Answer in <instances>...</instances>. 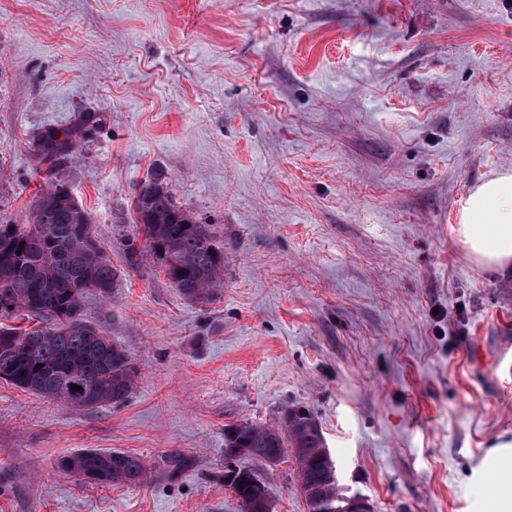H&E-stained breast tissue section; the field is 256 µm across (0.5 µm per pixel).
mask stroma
<instances>
[{
	"mask_svg": "<svg viewBox=\"0 0 512 512\" xmlns=\"http://www.w3.org/2000/svg\"><path fill=\"white\" fill-rule=\"evenodd\" d=\"M100 124L62 181L119 271L90 296L137 369L70 410L0 381V512H240L224 428L313 413L342 495L374 512H481L471 470L512 440V272L456 214L512 168V0H0V219L44 185L32 145ZM164 173L224 239V288L182 298L129 267L133 191ZM139 456L140 485L59 471ZM176 452L193 466L164 473ZM255 468L305 512L293 458ZM58 468L84 483L109 486L141 484L148 472L143 459L112 449L84 448L63 457Z\"/></svg>",
	"mask_w": 512,
	"mask_h": 512,
	"instance_id": "35a3bbf8",
	"label": "stroma"
}]
</instances>
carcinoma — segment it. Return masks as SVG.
I'll return each mask as SVG.
<instances>
[{
    "mask_svg": "<svg viewBox=\"0 0 512 512\" xmlns=\"http://www.w3.org/2000/svg\"><path fill=\"white\" fill-rule=\"evenodd\" d=\"M93 114L73 126L48 129L34 140V159L45 185L32 200L27 223L0 221V380L29 393L82 410L118 406L130 397L136 367L129 352L85 318L88 296L107 302L118 288V272L92 234V219L58 175L76 144L95 128ZM163 174L141 182L132 199L135 233L125 237L127 258L157 263L187 301L209 303L224 284V240L175 201ZM79 389H73V386ZM293 456L306 512H333L336 483L322 430L313 419L277 426L248 421L224 429V457L240 474L229 487L238 502L269 497L253 461ZM192 467L190 458L170 454L166 472L176 479ZM58 468L84 483L141 484L143 459L112 449L84 448L63 457Z\"/></svg>",
    "mask_w": 512,
    "mask_h": 512,
    "instance_id": "carcinoma-1",
    "label": "carcinoma"
}]
</instances>
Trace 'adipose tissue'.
I'll return each instance as SVG.
<instances>
[{
    "mask_svg": "<svg viewBox=\"0 0 512 512\" xmlns=\"http://www.w3.org/2000/svg\"><path fill=\"white\" fill-rule=\"evenodd\" d=\"M457 222L472 259L485 270L512 268V169L492 174L475 185L462 203ZM497 489L487 512H512V441L489 451Z\"/></svg>",
    "mask_w": 512,
    "mask_h": 512,
    "instance_id": "1",
    "label": "adipose tissue"
}]
</instances>
